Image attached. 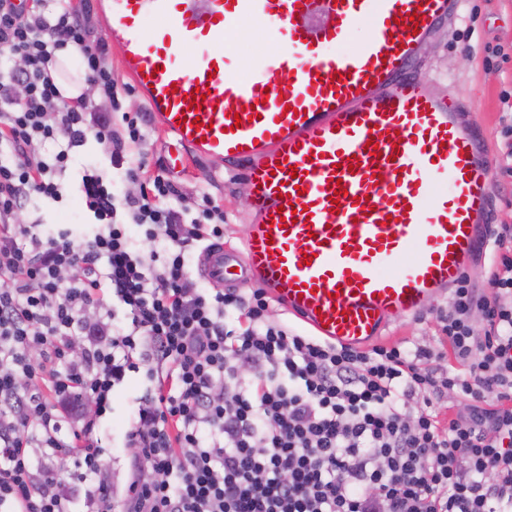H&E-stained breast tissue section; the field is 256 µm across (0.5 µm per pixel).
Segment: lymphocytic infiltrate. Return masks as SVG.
Instances as JSON below:
<instances>
[{"label":"lymphocytic infiltrate","instance_id":"1","mask_svg":"<svg viewBox=\"0 0 512 512\" xmlns=\"http://www.w3.org/2000/svg\"><path fill=\"white\" fill-rule=\"evenodd\" d=\"M89 6L0 0V50L25 63L0 76V512H71L67 462L95 484L89 512H512V228L494 235L491 292L460 279L428 348L326 342L274 320L262 290L197 287L189 253L223 242L224 211L205 194L185 218L160 175L117 200L145 136L92 104L116 82ZM69 48L74 97L50 73ZM91 135L110 145L79 183L98 231L40 232L32 199H61ZM138 371L119 489L97 426ZM451 394L466 408L447 417Z\"/></svg>","mask_w":512,"mask_h":512}]
</instances>
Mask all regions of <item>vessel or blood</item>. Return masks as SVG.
I'll return each instance as SVG.
<instances>
[{
    "label": "vessel or blood",
    "instance_id": "b4317fda",
    "mask_svg": "<svg viewBox=\"0 0 512 512\" xmlns=\"http://www.w3.org/2000/svg\"><path fill=\"white\" fill-rule=\"evenodd\" d=\"M459 6L105 0L104 37L162 130L198 160L239 164L249 187L242 248L204 250L203 278L262 288L315 335L362 348L465 274L490 206L492 161L459 122L462 102L409 74ZM244 19L286 47L238 78L224 36ZM361 22L371 38L330 54Z\"/></svg>",
    "mask_w": 512,
    "mask_h": 512
}]
</instances>
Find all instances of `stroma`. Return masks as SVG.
Masks as SVG:
<instances>
[{"label":"stroma","instance_id":"obj_1","mask_svg":"<svg viewBox=\"0 0 512 512\" xmlns=\"http://www.w3.org/2000/svg\"><path fill=\"white\" fill-rule=\"evenodd\" d=\"M281 47V41L268 28L248 21L224 40V49L241 77ZM109 58L122 111L144 117L147 139L141 155L150 172H164L174 182L185 208H194L202 194L212 195L224 209L225 243H240L251 208L247 186L229 179L222 165L192 160L181 152L124 74L117 52H110ZM412 71L428 79L434 94L451 92L464 102L460 122L478 132L495 159L488 224L494 228L512 227V173L503 171L504 165L512 162V137L504 133L505 125L512 123V0H463L459 15L442 22L420 47ZM107 154L106 144L96 141L73 148V161L61 178V200L49 204L34 201L28 219L39 218L44 224L67 228L77 235L94 233L97 222L84 207L78 187L84 168L91 164L107 166ZM438 334L437 311L431 308L417 317L392 324L383 342L411 349L431 347ZM146 386L143 373L129 374L114 391L111 408L100 423L102 444L107 450L106 466L118 486L123 485L125 475L124 432L135 400Z\"/></svg>","mask_w":512,"mask_h":512}]
</instances>
